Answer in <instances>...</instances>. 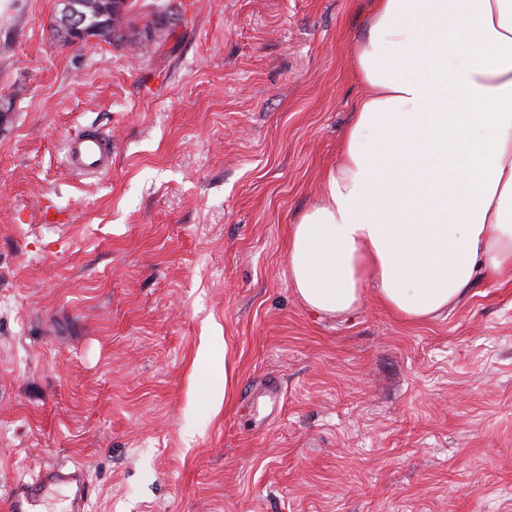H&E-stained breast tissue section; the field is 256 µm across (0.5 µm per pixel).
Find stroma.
I'll use <instances>...</instances> for the list:
<instances>
[{
    "mask_svg": "<svg viewBox=\"0 0 512 512\" xmlns=\"http://www.w3.org/2000/svg\"><path fill=\"white\" fill-rule=\"evenodd\" d=\"M59 9L0 0V498L64 465L83 512H512V282L409 324L288 279L369 0H127L112 44ZM62 21L63 24L78 38L76 42H81L90 37L88 34L92 31L86 27L87 17L84 15L81 7L83 6L80 0H62ZM66 157L78 176H99L112 169V138L98 129H85L69 140Z\"/></svg>",
    "mask_w": 512,
    "mask_h": 512,
    "instance_id": "1",
    "label": "stroma"
}]
</instances>
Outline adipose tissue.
<instances>
[{"label":"adipose tissue","mask_w":512,"mask_h":512,"mask_svg":"<svg viewBox=\"0 0 512 512\" xmlns=\"http://www.w3.org/2000/svg\"><path fill=\"white\" fill-rule=\"evenodd\" d=\"M366 93L292 230V284L316 312L366 294L421 322L477 274L512 280V0H373Z\"/></svg>","instance_id":"1"}]
</instances>
